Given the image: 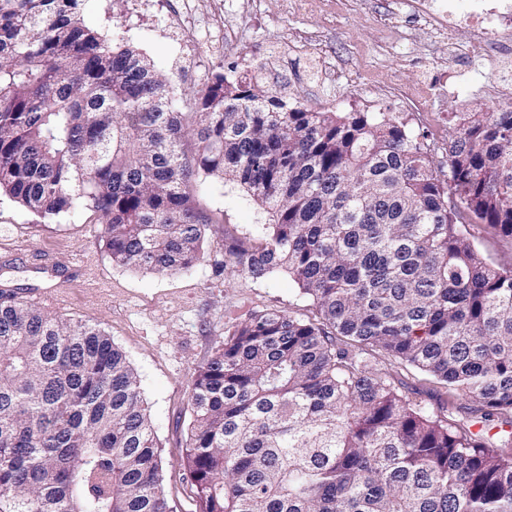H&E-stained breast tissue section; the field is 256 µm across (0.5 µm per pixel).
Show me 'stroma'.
Wrapping results in <instances>:
<instances>
[{
	"instance_id": "35a3bbf8",
	"label": "stroma",
	"mask_w": 512,
	"mask_h": 512,
	"mask_svg": "<svg viewBox=\"0 0 512 512\" xmlns=\"http://www.w3.org/2000/svg\"><path fill=\"white\" fill-rule=\"evenodd\" d=\"M394 0H315L295 10L290 0H80L84 22L104 36L120 34L146 53L176 90H197L212 72L250 64L253 82L288 102L319 112H395L412 118L439 174L448 171V115L512 111V99L483 95L487 64L448 54L469 31L439 37L417 18H392ZM259 23L224 39V21ZM312 34L315 52L300 49ZM326 59L350 77L330 85L320 76ZM431 90V113L416 112L412 90ZM205 220L204 258L172 274L116 266L102 227L85 214L44 221L0 196V292L43 311L104 329L136 369L161 448L162 486L174 512H198L184 460L191 419L188 392L194 371L223 344L237 319L282 311L314 317L310 298L284 272L253 280L226 266L232 237H252L269 216L240 188L206 180L192 191ZM84 270H71L74 260ZM374 368L401 380L410 403L435 407L442 390L393 358L376 355Z\"/></svg>"
}]
</instances>
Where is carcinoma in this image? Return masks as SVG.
Here are the masks:
<instances>
[{"instance_id":"cac0c4a2","label":"carcinoma","mask_w":512,"mask_h":512,"mask_svg":"<svg viewBox=\"0 0 512 512\" xmlns=\"http://www.w3.org/2000/svg\"><path fill=\"white\" fill-rule=\"evenodd\" d=\"M77 7L0 0V193L43 220L81 210L113 263L166 274L204 257L189 185L237 184L272 223L229 248L233 271H285L316 309L251 314L195 369L199 512H512V264L466 229L512 239V111L448 113L440 177L399 115L290 106L223 72L178 94ZM375 351L446 398L407 402ZM0 512H172L125 353L11 294Z\"/></svg>"}]
</instances>
